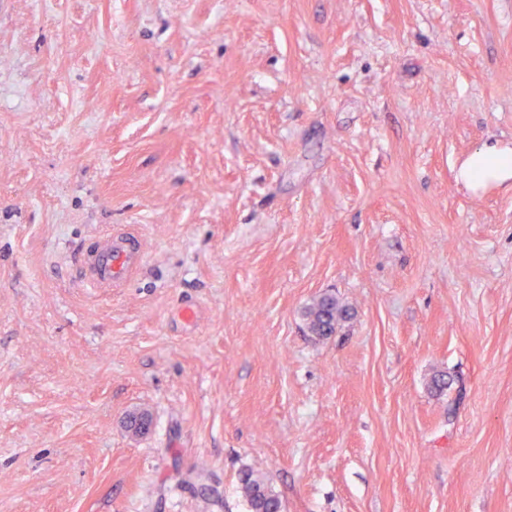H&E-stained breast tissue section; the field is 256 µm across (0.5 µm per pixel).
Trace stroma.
<instances>
[{
  "label": "stroma",
  "instance_id": "obj_1",
  "mask_svg": "<svg viewBox=\"0 0 512 512\" xmlns=\"http://www.w3.org/2000/svg\"><path fill=\"white\" fill-rule=\"evenodd\" d=\"M494 142L512 0H0V512H512ZM458 177L475 191L489 184L512 185V147L482 145L463 163ZM143 260L142 240L129 229L108 230L97 245L84 250L78 258L88 286L104 292L124 288ZM348 316V308L333 294L319 296L304 311L308 329L319 338L332 336ZM240 482L249 512H282V500L264 474L247 471Z\"/></svg>",
  "mask_w": 512,
  "mask_h": 512
}]
</instances>
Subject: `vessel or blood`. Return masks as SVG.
Instances as JSON below:
<instances>
[{
    "mask_svg": "<svg viewBox=\"0 0 512 512\" xmlns=\"http://www.w3.org/2000/svg\"><path fill=\"white\" fill-rule=\"evenodd\" d=\"M143 260L142 240L129 229L108 230L97 245L78 258L88 286L104 292L124 287Z\"/></svg>",
    "mask_w": 512,
    "mask_h": 512,
    "instance_id": "b4317fda",
    "label": "vessel or blood"
}]
</instances>
